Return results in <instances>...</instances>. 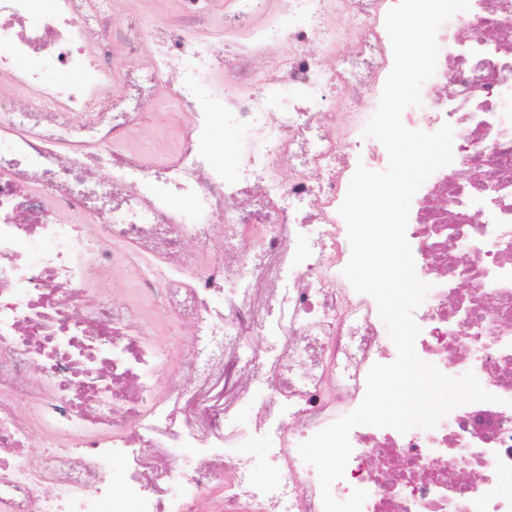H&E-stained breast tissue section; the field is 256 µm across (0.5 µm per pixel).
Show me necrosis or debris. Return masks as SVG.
I'll return each mask as SVG.
<instances>
[{"label": "necrosis or debris", "mask_w": 512, "mask_h": 512, "mask_svg": "<svg viewBox=\"0 0 512 512\" xmlns=\"http://www.w3.org/2000/svg\"><path fill=\"white\" fill-rule=\"evenodd\" d=\"M45 2L0 0V82L49 99L0 113V128L19 134L0 151V512H323L297 448L335 422L338 403H361L373 364L396 357L374 299L339 281L349 249L337 213L346 177L371 158L352 127L392 69L385 17L397 0H343L352 45L332 69L310 51L334 37L329 0H278L276 26L255 31L242 0H229L225 33L285 45L281 83L261 84L256 53L228 42L225 82L210 96L200 83L215 67L214 0H182L178 28H113L92 53L85 41L109 0ZM116 39L133 56L150 48L153 73L195 116L163 165L119 147L144 117V80L116 64ZM437 41L423 104L402 114L410 129H454V159L416 192L406 231L430 285L414 313L419 356L474 372L498 400L428 430L354 428L332 494L366 490L362 512H512V490L500 489L512 482V0H470ZM53 71L72 79L47 84ZM112 77L123 98L86 115L88 92ZM218 111L248 140L230 169L208 139ZM62 140L97 151L68 158L55 151ZM96 166L111 180H90ZM190 239L211 258L187 281ZM160 257L166 267H153ZM118 265L137 270L157 312L199 324L179 371L135 312L89 284L88 268L107 276ZM461 313L472 335H454ZM250 336L279 348L262 358L245 350ZM216 376L259 408L231 446L237 418L198 398ZM110 458L123 464L121 484L104 469ZM462 469L478 476L466 490ZM48 484L55 494H43Z\"/></svg>", "instance_id": "obj_1"}]
</instances>
